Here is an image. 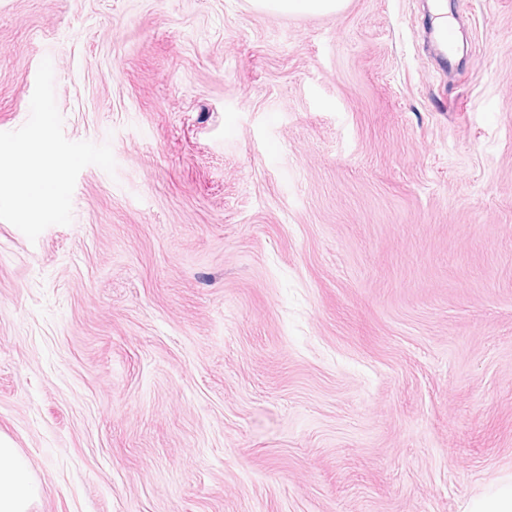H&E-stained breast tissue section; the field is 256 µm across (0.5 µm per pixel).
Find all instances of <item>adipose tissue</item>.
<instances>
[{
  "label": "adipose tissue",
  "mask_w": 512,
  "mask_h": 512,
  "mask_svg": "<svg viewBox=\"0 0 512 512\" xmlns=\"http://www.w3.org/2000/svg\"><path fill=\"white\" fill-rule=\"evenodd\" d=\"M348 0H251L255 10L280 15H331ZM40 487L12 442L0 436V512H30Z\"/></svg>",
  "instance_id": "adipose-tissue-1"
}]
</instances>
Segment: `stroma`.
<instances>
[{
	"instance_id": "stroma-1",
	"label": "stroma",
	"mask_w": 512,
	"mask_h": 512,
	"mask_svg": "<svg viewBox=\"0 0 512 512\" xmlns=\"http://www.w3.org/2000/svg\"><path fill=\"white\" fill-rule=\"evenodd\" d=\"M326 16L0 0V132L51 59L110 144L0 220V433L31 512H464L512 476V0Z\"/></svg>"
}]
</instances>
